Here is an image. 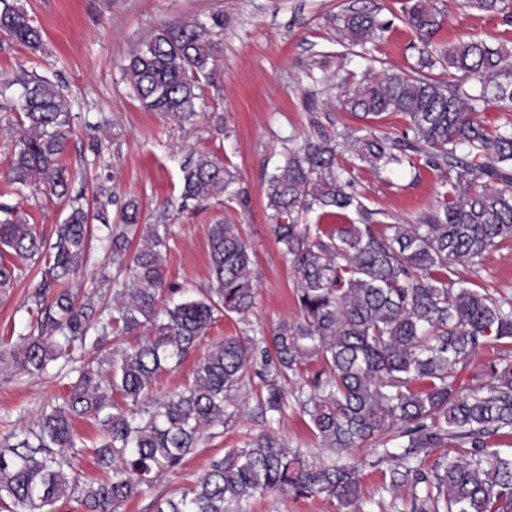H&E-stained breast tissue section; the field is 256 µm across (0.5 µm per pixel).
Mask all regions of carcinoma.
<instances>
[{"label": "carcinoma", "instance_id": "obj_1", "mask_svg": "<svg viewBox=\"0 0 512 512\" xmlns=\"http://www.w3.org/2000/svg\"><path fill=\"white\" fill-rule=\"evenodd\" d=\"M480 11L512 18V0H466ZM404 21L416 32L417 68L348 86L344 108L363 126L333 136L322 127L288 150L265 186L271 232L298 273L299 316L281 320L271 339L226 336L197 363L193 380L162 401H149L159 374L181 364L221 314L244 315L255 306L252 259L238 224H215L209 235L211 281L199 296L159 308L167 288L158 224L140 223L136 202L121 211L109 234L112 260L129 270L112 302L95 293L55 298V314L27 337L19 357L30 373H43L62 357L63 344L85 342L98 350L141 328L131 346L83 362L71 390L38 425L0 448V506L7 512H58L69 489L68 449L77 447L72 420L88 417L101 432L93 448L104 480L90 481L75 502L84 512H118L159 475L181 465L205 433L231 422L237 397L257 356L265 359V411L283 412L279 380L302 376L311 361L321 367L298 388L327 458L310 461L269 432L248 446L213 460L180 498L155 501V512H238L258 494L278 491L296 498L336 502L338 512H365L360 495L363 461L350 458L367 442L380 444L378 462L389 465L384 491L401 503L394 512H512V456L487 450L486 437L512 434V359L486 365L485 384L463 389L459 377L482 348L512 341V300L499 301L448 280L453 264H473L501 244L512 243V120L488 126L481 106H512V49L481 39L431 42L441 27L438 0H404ZM343 28L355 46L379 38L384 22L372 11L351 10ZM0 33L31 52L43 48L41 29L24 12L0 0ZM200 22L153 31L124 65L134 97L148 111L179 123L198 116L200 78L216 65L212 36ZM437 65L452 80L428 75ZM479 84L477 94L460 90ZM20 136L8 179L16 191L42 185L68 194L63 161L70 108L58 85L26 69L0 81L12 87ZM407 123L399 134L378 128L384 115ZM350 144L365 166L386 170L415 159L442 172L436 207L419 224H343L311 237L303 213L317 206L344 214L364 208L350 191L349 170L338 163ZM185 200L234 194L237 175L224 162L200 154L182 169ZM90 214L72 207L57 225L52 255L34 292L44 304L52 285L88 257ZM42 240L18 209L0 204V288L15 278L5 256L33 257ZM456 455L434 453L447 446Z\"/></svg>", "mask_w": 512, "mask_h": 512}]
</instances>
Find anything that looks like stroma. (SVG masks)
Returning <instances> with one entry per match:
<instances>
[{
    "mask_svg": "<svg viewBox=\"0 0 512 512\" xmlns=\"http://www.w3.org/2000/svg\"><path fill=\"white\" fill-rule=\"evenodd\" d=\"M25 11L44 33L42 52L33 54L0 34V75L18 68L37 72L59 86L71 107V134L64 161L83 190V205L93 213L92 249L81 272L68 283L81 294L95 288L112 296L117 266L107 250L106 223L116 222L121 208L136 201L146 224L169 229L166 258L167 294L172 304L207 287L209 231L227 222L241 225L251 254L256 304L248 317L217 316L197 349L171 371L163 372L149 391L163 400L191 382L207 348L227 336L270 334L282 319L294 318L297 273L284 257L270 229L265 182L280 165L290 138L313 133L322 125L333 133L357 128L345 112L336 77L345 72L381 77L410 71L418 53L414 32L390 12L392 0H9ZM445 18L435 36L443 44L463 36L512 46V23L467 6L464 0H439ZM377 11L387 28L371 45V59L351 55L341 15L349 8ZM222 29L213 36L215 69L202 79L204 102L199 116L179 124L143 109L123 78V67L138 42L153 30L188 21ZM14 93L0 96V203L17 206L36 225L45 244L56 240V226L69 215L68 198L35 188L15 193L6 174L17 125ZM208 153L236 171L241 196L183 201L182 168L189 156ZM351 168L353 191L362 211L338 216L314 209L304 218L314 229L336 230L342 222L413 224L430 212L441 183L439 171L425 165L402 166L377 173L343 153ZM104 220H96V213ZM12 286L0 288V446L12 434L35 427L50 404L66 392L72 375L64 361L47 374L29 375L16 360L24 336L36 331L40 312L32 293L42 278L44 257L17 262ZM450 280L464 279L495 299L512 298V245L503 244L473 265H451ZM263 361H255L240 393L241 408L227 427L204 436L181 467L164 474L151 488L121 506L119 512H153L155 499L180 497L207 471L211 461L245 447L265 430H273L290 448L309 459L323 451L307 415L287 405L266 420L260 404L266 395ZM366 462L361 494L368 512H377L387 464L372 447L355 449ZM241 512H335L327 500L296 499L270 493L241 504Z\"/></svg>",
    "mask_w": 512,
    "mask_h": 512,
    "instance_id": "obj_1",
    "label": "stroma"
}]
</instances>
